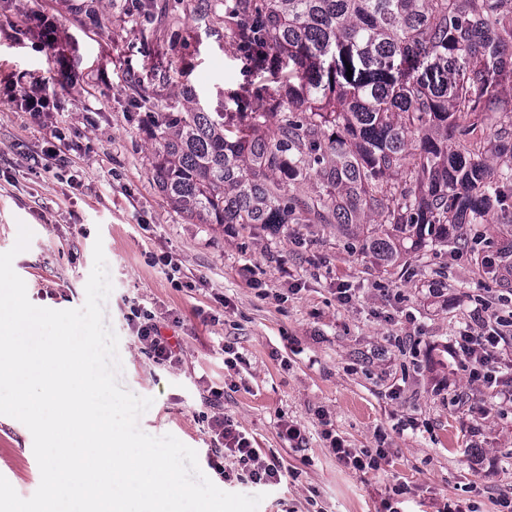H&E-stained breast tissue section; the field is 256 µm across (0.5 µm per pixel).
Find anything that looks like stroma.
I'll return each mask as SVG.
<instances>
[{"label":"stroma","mask_w":512,"mask_h":512,"mask_svg":"<svg viewBox=\"0 0 512 512\" xmlns=\"http://www.w3.org/2000/svg\"><path fill=\"white\" fill-rule=\"evenodd\" d=\"M211 4L202 18L194 0H0V81L43 87L55 101L36 125L0 90V253L26 224L33 237L13 269L30 302L78 309L102 240L118 381L153 400L140 429L195 449L220 489L263 494L258 512H379L396 483L412 489L406 512H437L448 499L494 512L495 498L512 492V414L496 410L443 347L471 324L476 297L512 294V276L478 275L473 252L453 243L404 248L383 268L329 226L191 224L153 179L147 116L178 111L179 89H192L204 109L231 112L242 89L270 94L288 79L285 68H250L224 29L222 0ZM46 16L60 30L50 54L40 47ZM59 130L91 147L78 161L81 190L29 172V156L54 145ZM149 251L172 254L204 287H172L164 268L146 264ZM340 286L350 288L349 304L337 302ZM134 301L180 316L164 330L180 340V365H156L135 343L126 319ZM224 342L244 365L225 367ZM210 384L223 386L225 414L293 477L262 487L209 468L199 414ZM481 405L488 416L474 418ZM292 419L305 427L298 448L279 436V423ZM327 427L355 448L385 444L383 470L341 466ZM0 475L23 498L41 480L31 432L4 415Z\"/></svg>","instance_id":"1"}]
</instances>
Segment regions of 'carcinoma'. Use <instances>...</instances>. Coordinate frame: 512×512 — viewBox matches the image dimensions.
<instances>
[{"label": "carcinoma", "instance_id": "cac0c4a2", "mask_svg": "<svg viewBox=\"0 0 512 512\" xmlns=\"http://www.w3.org/2000/svg\"><path fill=\"white\" fill-rule=\"evenodd\" d=\"M224 28L251 64L293 76L267 112L250 92L234 112H207L182 91V111L151 117L153 177L177 213L334 225L383 267L404 241L446 245L452 229L475 249L478 225L512 196V166H493L512 161V107L489 81L512 65V0H224ZM482 112L503 114L485 143L467 123ZM400 175L413 186L393 190ZM313 176L314 196L289 194ZM505 231L499 272L512 275Z\"/></svg>", "mask_w": 512, "mask_h": 512}]
</instances>
